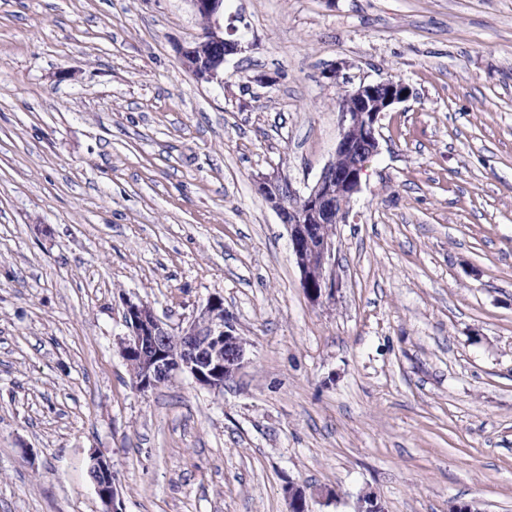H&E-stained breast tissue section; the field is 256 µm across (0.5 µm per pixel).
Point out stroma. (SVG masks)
<instances>
[{
	"label": "stroma",
	"instance_id": "35a3bbf8",
	"mask_svg": "<svg viewBox=\"0 0 512 512\" xmlns=\"http://www.w3.org/2000/svg\"><path fill=\"white\" fill-rule=\"evenodd\" d=\"M223 84L189 0H0V512H512V0H226ZM341 68L339 81L327 73ZM395 77L311 302L256 191H306L342 87ZM247 341L219 392L135 388L127 300ZM331 488L333 500L321 492ZM189 2L208 25L199 40L178 47L180 64L198 82L223 84L224 63L229 57L242 53L245 47L239 39L231 38L232 28L224 29V0ZM93 475V487L101 503V512H125V503L119 485L116 483L112 464L99 454H91L88 467Z\"/></svg>",
	"mask_w": 512,
	"mask_h": 512
}]
</instances>
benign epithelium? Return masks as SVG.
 <instances>
[{
	"label": "benign epithelium",
	"instance_id": "7a95c632",
	"mask_svg": "<svg viewBox=\"0 0 512 512\" xmlns=\"http://www.w3.org/2000/svg\"><path fill=\"white\" fill-rule=\"evenodd\" d=\"M194 12L207 20V29L197 41L178 47L182 67L201 83H224V63L245 50L224 28V0H189ZM413 96L411 88L391 77L362 83L349 89L339 103V138L333 159L315 184L300 194L287 179L267 175L257 189L286 224L292 254L302 286L313 302L335 291L330 277L335 225L347 221L351 203L361 188V175L379 152V122L392 106ZM127 333L120 341L125 360L135 364L134 384L140 391L153 389L187 374L199 385L214 391L236 375L246 355V343L224 314V299L212 296L187 324L172 329L143 301L129 300L125 308ZM101 512H125L112 464L91 454L88 467ZM285 494L298 512H309L306 492L290 483Z\"/></svg>",
	"mask_w": 512,
	"mask_h": 512
}]
</instances>
